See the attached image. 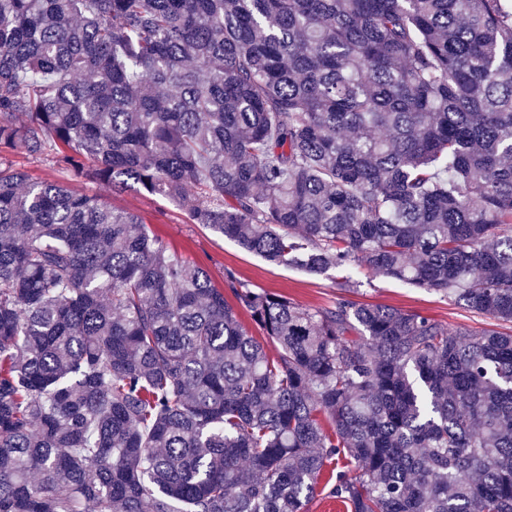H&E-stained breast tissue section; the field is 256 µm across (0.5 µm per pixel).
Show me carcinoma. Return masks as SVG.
I'll use <instances>...</instances> for the list:
<instances>
[{
    "mask_svg": "<svg viewBox=\"0 0 512 512\" xmlns=\"http://www.w3.org/2000/svg\"><path fill=\"white\" fill-rule=\"evenodd\" d=\"M17 150L504 330L222 290ZM340 462L347 512H512V0H0V512H307ZM14 159L25 165L29 173L35 179L63 180L66 178L65 173H62L58 169L50 157H29L20 153L16 155Z\"/></svg>",
    "mask_w": 512,
    "mask_h": 512,
    "instance_id": "carcinoma-1",
    "label": "carcinoma"
}]
</instances>
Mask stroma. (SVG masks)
I'll return each instance as SVG.
<instances>
[{
    "instance_id": "obj_1",
    "label": "stroma",
    "mask_w": 512,
    "mask_h": 512,
    "mask_svg": "<svg viewBox=\"0 0 512 512\" xmlns=\"http://www.w3.org/2000/svg\"><path fill=\"white\" fill-rule=\"evenodd\" d=\"M75 190L103 197L112 207L137 213L171 248L188 261L205 268L216 287H223L226 271L252 287L281 294L307 307H330L342 293L345 279L357 284L356 301L382 304L427 315L452 328L480 331L492 327V320L459 307L441 295L367 271L346 273L331 270L322 275L275 266L251 254L236 243L202 225L190 223L185 208L158 196H145L133 190L112 191L90 180L74 182Z\"/></svg>"
}]
</instances>
